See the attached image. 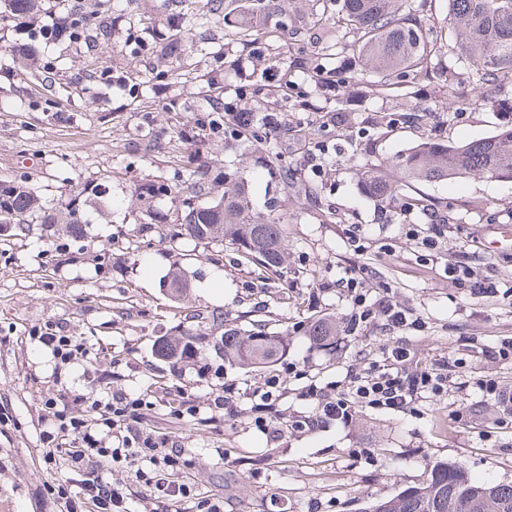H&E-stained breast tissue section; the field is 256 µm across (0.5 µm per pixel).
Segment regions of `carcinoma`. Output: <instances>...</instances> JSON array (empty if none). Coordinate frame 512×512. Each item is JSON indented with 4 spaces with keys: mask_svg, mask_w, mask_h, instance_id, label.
<instances>
[{
    "mask_svg": "<svg viewBox=\"0 0 512 512\" xmlns=\"http://www.w3.org/2000/svg\"><path fill=\"white\" fill-rule=\"evenodd\" d=\"M236 0H157L155 16L137 18L134 25L132 55L161 47L174 60L171 74L192 79L191 72L182 70L181 62L191 52L204 47L222 35L220 21ZM251 11L267 17L277 16L274 28L262 40L256 29L246 21L233 25L231 36L248 48L260 45L275 59L283 45L276 36L288 30V22L278 9L276 0H250ZM413 6L402 13L396 0H346L341 14L333 13L336 0H322L312 20V27L321 31L313 49L300 50L297 65L316 83L328 78L325 57L332 55V29L352 38L358 64L370 72L372 84L385 91L416 93L420 82L443 71L445 62L466 60L472 67L470 94L460 96L453 85L441 86L446 110L460 112L481 102L488 90L505 79H512V0H448V26L444 34L430 33L427 22L433 17L435 0H411ZM101 2L70 5L61 20L63 29L75 46L100 45L110 41L111 28L100 16ZM42 11V0H0V18L21 23L33 22ZM21 73L40 69L38 50L15 52ZM84 77L93 83L110 85L124 82V72H114L109 65L90 64ZM209 94L200 106V114L190 129L179 130L176 137L158 144L161 149L178 150L202 135L224 132V89L208 84ZM250 97L254 105L234 118L235 137L267 151L271 174L283 188L294 184V172L288 169L281 155L267 143L261 112L288 111V88L257 84ZM182 162L181 192L191 204L185 206L182 229L171 235H185L205 247H224V241L236 246L238 261L262 271L264 280L274 283L281 279L285 227L276 218L252 210L246 176L240 171L214 173L213 166L201 160L199 152L190 150ZM393 168L399 177L391 179L386 172ZM482 175L496 180H512V129L483 140L448 145L428 138L408 152L362 173V185L371 196L386 197L401 187L420 182H437ZM224 187L217 201L208 200L213 187ZM101 184L86 181L74 191L62 209L46 207L43 197L27 178L14 176L0 179V224L12 225V232L30 231L33 224L62 227L71 240H83L82 225L87 223L85 208L91 199L99 197ZM132 195L147 204V217L154 213L153 201L168 195L165 184L156 181L134 186ZM170 281L175 291H184L187 272L183 254L173 249ZM309 334L321 342L336 335V325L325 319H314ZM199 341L189 328L181 338L162 339L155 343V353L170 358L178 353L185 356L194 351L192 342ZM288 348L284 337L258 325L250 330H227L214 340L213 349L224 358L244 366H264L283 357ZM370 512H512V485L491 481H473L456 465H434L420 485L375 503Z\"/></svg>",
    "mask_w": 512,
    "mask_h": 512,
    "instance_id": "cac0c4a2",
    "label": "carcinoma"
}]
</instances>
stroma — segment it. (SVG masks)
<instances>
[{"label":"stroma","instance_id":"stroma-1","mask_svg":"<svg viewBox=\"0 0 512 512\" xmlns=\"http://www.w3.org/2000/svg\"><path fill=\"white\" fill-rule=\"evenodd\" d=\"M111 2L123 15L112 27L111 42L96 53L114 68L129 70L141 86L134 94L116 86L106 90L103 121L99 112L86 109V94L73 80L87 53L66 41L41 50L43 65L70 82L67 95L48 107L33 78L4 74L10 47L28 36L21 26L0 22V178L26 176L52 206L88 180L112 187L111 206L89 215L84 254L63 251L60 240L38 225L24 236H0V512H66L56 489H76L80 477L45 456L44 402L52 394L83 415L87 408L77 397L94 388L153 390L154 406L143 427L166 433L185 448L188 463L180 481L223 498L224 512H367L375 502L421 484L440 462L457 465L472 478L512 484V427L498 425L497 401L476 384L487 377L512 391V362L485 355L512 338V181L476 175L422 184L420 192L433 204L425 213L403 209L398 196H370L359 184L364 167L408 151L427 135L456 145L512 128V82H502L480 105L450 118L434 84L405 97L379 91L364 76L322 93L293 62L309 39L315 0H279L288 17L279 62L253 57L251 50L224 39L218 45L222 56L244 67L243 75L224 71L198 51L192 63L201 80L176 81L167 78L170 62L161 53L130 55L126 17L152 13L155 0ZM253 71L289 85L300 108L289 111L288 121L328 143L329 150L313 160L303 138L283 129L272 133L271 146L297 173V183L285 190L263 170L260 153L232 134L206 140L204 160L247 173L255 210L275 205L287 232L283 278L278 287H262L259 270L237 264L232 247L214 262L209 248L185 239L180 247L188 256L191 286L174 300L163 283L173 262L169 235L184 198L161 197L156 223L145 227L131 190L153 180L179 185L182 165L161 147L146 150L143 131L152 128L161 143L191 125L211 80L223 83L225 101L245 108L235 88L248 84ZM55 110L69 113L70 122L51 120ZM338 110L343 122L324 125L325 114ZM394 112L424 114L428 120L377 127L380 117ZM436 217L447 219L448 231L435 256L426 258L403 227L425 230ZM355 224L370 242L361 255L347 244ZM454 261L495 276L501 296L475 298L451 286L444 267ZM363 264L424 321V331L377 325L365 336L340 334L332 349L319 348L308 334L309 318L325 314L342 320L348 302L336 282L345 268ZM198 308L222 312L225 327L244 330L263 315L271 330L285 336V359L297 372L288 375L278 405L283 422L311 410L307 385H346L351 371L384 361L399 342L414 351L419 366L447 362L448 388L404 413L366 408L352 423L333 420L275 440L255 425L250 411L249 395L262 386L268 368H247L215 355L205 343L209 326L199 328L203 341L197 357L172 366L155 356V340L180 336L186 311ZM49 324L81 340L88 356L57 369L35 336ZM223 381L237 383L242 392L235 415L170 416L168 404L176 393L201 404ZM108 478L122 486L131 512H189V502L151 496L129 469L112 467Z\"/></svg>","mask_w":512,"mask_h":512}]
</instances>
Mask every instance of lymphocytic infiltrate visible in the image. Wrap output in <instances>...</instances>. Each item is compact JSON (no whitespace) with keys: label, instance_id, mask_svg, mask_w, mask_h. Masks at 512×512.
Masks as SVG:
<instances>
[{"label":"lymphocytic infiltrate","instance_id":"f902f5d3","mask_svg":"<svg viewBox=\"0 0 512 512\" xmlns=\"http://www.w3.org/2000/svg\"><path fill=\"white\" fill-rule=\"evenodd\" d=\"M340 285L348 292L347 335L371 324L389 330H423L421 320L410 317L369 266L347 270ZM410 359L408 348L394 345L385 363H372L352 374L345 389L313 391L315 407L294 416L287 428L302 433L330 419L346 423L367 407L402 412L420 399L443 394L446 374L433 367L411 366ZM84 402L87 408L98 411L96 421L67 415L58 409L56 400L46 402L52 414L47 458L61 459L70 471L84 476L78 491L67 498V512H128L121 489L102 475L107 462L132 470L154 496L193 501L196 512H224L222 500L177 482L183 449L166 435L138 428L143 411L151 407L148 395L112 391L103 397H85Z\"/></svg>","mask_w":512,"mask_h":512}]
</instances>
